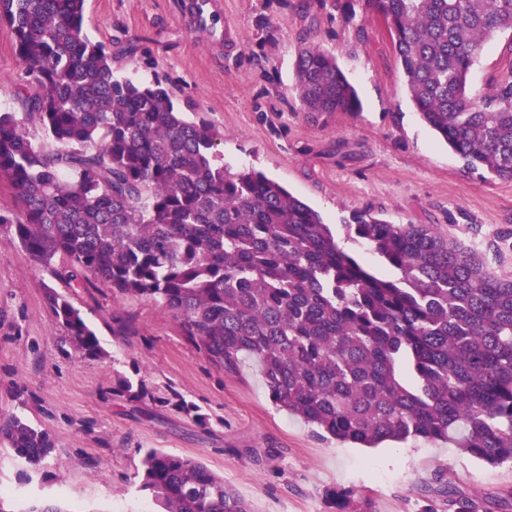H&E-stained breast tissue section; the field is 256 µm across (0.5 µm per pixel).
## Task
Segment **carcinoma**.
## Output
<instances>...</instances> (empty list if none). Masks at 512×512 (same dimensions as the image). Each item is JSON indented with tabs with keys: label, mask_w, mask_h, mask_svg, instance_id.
<instances>
[{
	"label": "carcinoma",
	"mask_w": 512,
	"mask_h": 512,
	"mask_svg": "<svg viewBox=\"0 0 512 512\" xmlns=\"http://www.w3.org/2000/svg\"><path fill=\"white\" fill-rule=\"evenodd\" d=\"M384 22L421 120L469 170L512 180V75L466 93L484 41L512 32V0H365ZM85 0H0L27 82L23 112H0V212L35 261L161 303L227 374L258 362L274 404L323 439L363 448L422 438L512 463V279L425 224L369 211L343 225L372 272L301 199L254 169L232 173L218 131L189 118L156 80L119 77L83 30ZM305 112H357L336 58L298 49ZM38 125L55 144L32 142ZM73 342L102 354L80 311L47 296ZM0 443L38 468L47 431L0 417ZM142 488L163 512H253L195 458L151 449Z\"/></svg>",
	"instance_id": "1"
}]
</instances>
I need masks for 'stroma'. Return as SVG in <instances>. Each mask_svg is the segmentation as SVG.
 <instances>
[{
    "label": "stroma",
    "mask_w": 512,
    "mask_h": 512,
    "mask_svg": "<svg viewBox=\"0 0 512 512\" xmlns=\"http://www.w3.org/2000/svg\"><path fill=\"white\" fill-rule=\"evenodd\" d=\"M191 2L86 0L83 28L111 48L117 74L161 80L211 122L230 171L264 172L328 224L370 209L430 225L512 276V181L467 171L421 122L388 30L363 0H220L222 39L193 24ZM511 42H484L472 98L512 72ZM305 45L336 58L361 111L301 110L294 61ZM24 89L0 25V111H19ZM52 290L96 331L100 356L69 338L47 304ZM12 413L54 446L37 471L0 449V488L22 512L45 500L69 512H154L138 477L151 448L203 462L253 512H337L333 491L349 493L346 512H512V464L421 438L381 448L320 440L272 402L253 361L224 373L161 304L59 276L0 231V416Z\"/></svg>",
    "instance_id": "35a3bbf8"
}]
</instances>
